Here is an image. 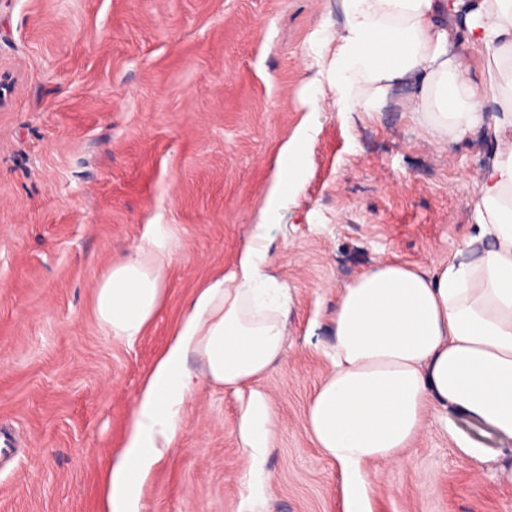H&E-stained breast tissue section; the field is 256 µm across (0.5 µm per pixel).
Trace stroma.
I'll list each match as a JSON object with an SVG mask.
<instances>
[{"instance_id": "35a3bbf8", "label": "stroma", "mask_w": 512, "mask_h": 512, "mask_svg": "<svg viewBox=\"0 0 512 512\" xmlns=\"http://www.w3.org/2000/svg\"><path fill=\"white\" fill-rule=\"evenodd\" d=\"M340 0H0V512H110L142 379L196 288L251 241L281 145L304 117L306 181L269 228L290 288L283 360L234 391L201 382L141 488V512H348L345 480L305 411L329 370L336 292L388 258L424 270L471 234L491 145L430 141L397 85L373 116L308 115L310 41ZM168 225V293L135 343L109 336L99 280L147 225ZM275 424L249 487L239 432L251 391ZM466 438L492 460L473 468ZM512 450L482 423L430 410L401 461L366 468L363 512H512Z\"/></svg>"}]
</instances>
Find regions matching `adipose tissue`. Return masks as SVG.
Returning <instances> with one entry per match:
<instances>
[{"mask_svg": "<svg viewBox=\"0 0 512 512\" xmlns=\"http://www.w3.org/2000/svg\"><path fill=\"white\" fill-rule=\"evenodd\" d=\"M344 23L321 27L320 83L349 116L376 112L390 90L413 81L408 105L427 136L445 143L473 132L495 144L472 207L478 255L466 250L423 272L385 260L339 288L330 316V369L306 412V430L340 467L352 492L365 468L401 459L430 409L458 412L512 443V0H342ZM301 123L281 146L251 243L235 270L196 289L167 347L145 375L120 461L106 476L112 512H140V488L181 428L199 380L238 390L285 353L290 290L269 272L267 228L305 184ZM173 255L163 224L148 225L134 253L96 289L108 335L136 343L167 293ZM198 359L201 373L187 367ZM273 433L265 397L240 422L250 477Z\"/></svg>", "mask_w": 512, "mask_h": 512, "instance_id": "adipose-tissue-1", "label": "adipose tissue"}]
</instances>
